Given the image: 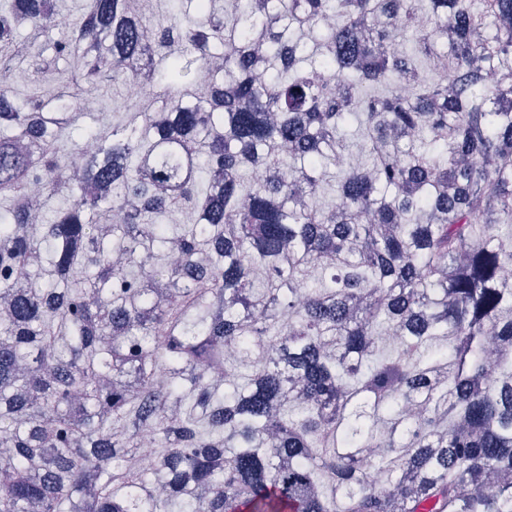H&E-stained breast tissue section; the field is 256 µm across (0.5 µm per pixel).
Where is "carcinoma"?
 <instances>
[{
  "label": "carcinoma",
  "instance_id": "cac0c4a2",
  "mask_svg": "<svg viewBox=\"0 0 512 512\" xmlns=\"http://www.w3.org/2000/svg\"><path fill=\"white\" fill-rule=\"evenodd\" d=\"M171 2L0 0V512H512V0ZM69 69L70 61L60 59L54 68L34 77L31 70L22 65L14 77V94L18 100L33 95L52 97L64 88ZM142 86L126 89L119 98L120 90L112 86V82H102L86 85L85 95L99 100L101 111L97 119L101 125H112L119 121L123 112H115V102L118 99V105L124 112H134L137 110L144 98Z\"/></svg>",
  "mask_w": 512,
  "mask_h": 512
}]
</instances>
